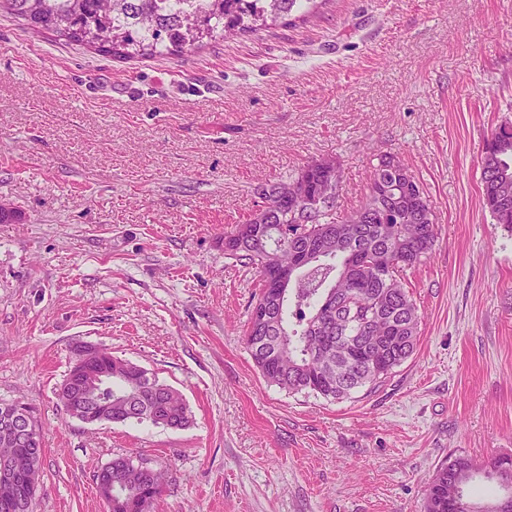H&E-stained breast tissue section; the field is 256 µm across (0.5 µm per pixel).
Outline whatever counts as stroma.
<instances>
[{"instance_id": "1", "label": "stroma", "mask_w": 512, "mask_h": 512, "mask_svg": "<svg viewBox=\"0 0 512 512\" xmlns=\"http://www.w3.org/2000/svg\"><path fill=\"white\" fill-rule=\"evenodd\" d=\"M512 120V0H321L291 25L124 61L0 13V403L44 444L35 512H108L95 476L159 471L150 512H424L458 455H512V230L480 157ZM394 153L433 203L405 279L409 359L343 401L265 381L243 341L255 273L224 255L254 188L335 160L337 214ZM140 365L192 414L86 424L57 393L76 345ZM32 413V414H31ZM4 422L9 423L11 427L17 428L18 432L28 433L33 429V419L35 420L36 428L37 421L33 415V411H29L25 405H15L5 408L2 412Z\"/></svg>"}]
</instances>
